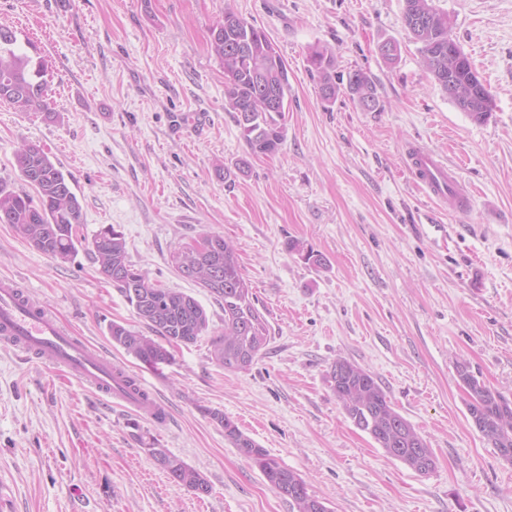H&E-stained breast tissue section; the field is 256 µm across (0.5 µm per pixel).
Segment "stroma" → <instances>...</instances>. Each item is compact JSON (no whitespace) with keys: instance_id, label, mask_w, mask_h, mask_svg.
Masks as SVG:
<instances>
[{"instance_id":"1","label":"stroma","mask_w":512,"mask_h":512,"mask_svg":"<svg viewBox=\"0 0 512 512\" xmlns=\"http://www.w3.org/2000/svg\"><path fill=\"white\" fill-rule=\"evenodd\" d=\"M228 4L288 67L285 141L273 155L249 156L224 107L210 30ZM434 4L493 95L485 122L426 71L403 0H0V23L45 59L56 113L0 104V183L25 190L14 152L39 143L81 204L80 235L114 225L137 268L209 317L196 343L146 368L112 342L111 323L145 326L89 247L53 259L0 224V279L170 408L163 426L136 419L0 344V493L13 512H295L211 409L332 512H512V465L471 423L455 369L469 362L512 399V0ZM388 41L400 48L391 65L379 52ZM324 44L339 78L328 102L308 62ZM355 70L372 80L378 111L350 94ZM415 141L447 160L466 211L414 187L405 148ZM206 233L234 245L268 322L270 341L246 371L213 359L224 310L171 262ZM339 358L377 377L433 449L434 471L388 458L345 417L326 381ZM145 440L204 474L211 494L173 483Z\"/></svg>"}]
</instances>
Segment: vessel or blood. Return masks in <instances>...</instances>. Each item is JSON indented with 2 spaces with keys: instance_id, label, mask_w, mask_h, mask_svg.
Returning a JSON list of instances; mask_svg holds the SVG:
<instances>
[{
  "instance_id": "b4317fda",
  "label": "vessel or blood",
  "mask_w": 512,
  "mask_h": 512,
  "mask_svg": "<svg viewBox=\"0 0 512 512\" xmlns=\"http://www.w3.org/2000/svg\"><path fill=\"white\" fill-rule=\"evenodd\" d=\"M408 170L415 183L437 200L456 194L447 162L423 144L407 147ZM0 343L34 356L42 364L66 371L131 408L137 417L160 421L165 407L143 385L130 384L125 373L84 340L66 332L48 308L31 302L11 279L0 280Z\"/></svg>"
}]
</instances>
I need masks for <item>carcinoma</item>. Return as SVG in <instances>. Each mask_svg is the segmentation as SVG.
I'll return each mask as SVG.
<instances>
[{
    "mask_svg": "<svg viewBox=\"0 0 512 512\" xmlns=\"http://www.w3.org/2000/svg\"><path fill=\"white\" fill-rule=\"evenodd\" d=\"M404 25L420 44L422 63L443 92L453 82L458 95L452 102L475 122L491 114L492 95L465 98L474 73L470 60L460 63L448 57L450 22L448 13L434 0H404ZM210 48L224 68V99L249 149V155H273L284 142L281 120L288 109L286 62L266 34L224 6V18L211 28ZM309 63L317 73L319 90L328 99L337 92L333 74V52L315 48ZM47 67L33 43H18L17 31L0 24V102L19 112L53 115L46 79ZM348 90L366 111L378 108L370 78L356 70L348 76ZM277 97V105L266 108L265 97ZM21 179L37 194L15 192L0 183V224H9L31 247L54 259L66 260L82 244L77 226L81 205L64 173L56 167L43 146L28 142L14 153ZM203 251L187 250L172 255L174 267L185 278L207 289L223 302L224 334L212 339V355L227 370L250 367L269 342V327L256 306L257 297L244 278L235 248L216 234H205ZM92 252L101 274L112 282L136 317L159 337L154 340L119 323L109 326L112 342L148 366L172 360L171 349L192 344L208 328L205 309L192 296L149 281L147 274L131 263L121 230L108 224L92 239ZM456 372L467 395L466 408L473 426L491 439L500 458L512 464V399L487 387L466 362ZM327 382L346 416L368 433L385 455L421 475L435 469L436 457L424 438L393 406L386 390L369 371L347 360L334 361ZM204 413L224 428V437L249 459L279 494L291 499L296 512H330L323 501L308 492L303 478L283 466L267 450L245 436L219 410ZM144 452L172 480L198 498L211 494L212 486L197 469L165 448L144 443Z\"/></svg>",
    "mask_w": 512,
    "mask_h": 512,
    "instance_id": "1",
    "label": "carcinoma"
}]
</instances>
